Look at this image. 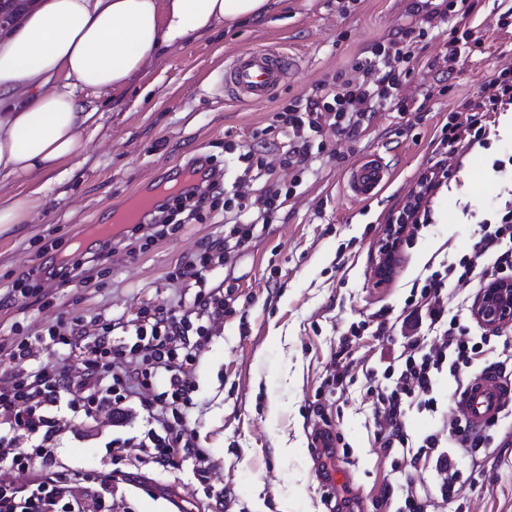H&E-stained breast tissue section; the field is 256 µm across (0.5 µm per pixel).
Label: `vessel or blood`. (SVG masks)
Here are the masks:
<instances>
[{
  "mask_svg": "<svg viewBox=\"0 0 512 512\" xmlns=\"http://www.w3.org/2000/svg\"><path fill=\"white\" fill-rule=\"evenodd\" d=\"M291 65L290 56L269 48L242 50L224 68V92L240 103L269 99L287 78ZM388 179L383 161L368 157L350 169L347 189L353 200L367 201L378 195ZM511 405L512 381L495 371L478 375L455 401L456 409L476 429Z\"/></svg>",
  "mask_w": 512,
  "mask_h": 512,
  "instance_id": "b4317fda",
  "label": "vessel or blood"
}]
</instances>
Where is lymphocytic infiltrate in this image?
I'll return each mask as SVG.
<instances>
[{"instance_id": "1", "label": "lymphocytic infiltrate", "mask_w": 512, "mask_h": 512, "mask_svg": "<svg viewBox=\"0 0 512 512\" xmlns=\"http://www.w3.org/2000/svg\"><path fill=\"white\" fill-rule=\"evenodd\" d=\"M455 7L453 0H410L407 23L387 42L372 45L367 58L354 62L361 79L333 83L332 101L317 98L283 107L275 118L288 140L280 164L300 166L312 154V143L331 127L353 133L367 114L379 111L408 113L412 104L398 94L399 68L412 56L411 46L419 35L437 28ZM512 107V69L499 70L486 82L478 99L462 104L466 122L449 117L442 129L445 159L422 172L418 188L392 216L395 224L427 222L428 200L443 179L455 170L458 151L487 147V122L491 113ZM223 181L201 182L184 187L165 198L144 215V223L167 227L184 221H202L205 211L223 204L232 227L227 236L209 241L191 254L178 271L183 281L205 285L210 268L243 247L255 225L269 223L282 205V189L271 183L251 204L226 203ZM479 239L471 252L440 262L421 283L420 297L406 315L400 330L401 352L384 372V384L369 387L373 398L374 438L387 454L409 458L411 465L428 460L437 474L441 498L455 492L462 475L460 456L475 455L489 440L487 431H474L464 417L440 413L437 389L441 379L455 387L466 385L477 373L495 369L512 371V341L496 344L489 336L474 338L469 325L449 315L439 295L448 283L477 282L479 287L503 276H512V199L495 211L480 215ZM226 301L210 292L204 301L187 307L157 306L136 317L110 320L101 331L89 333L83 321L51 325L52 341L68 345L72 368L51 363L31 364L33 348L19 342L10 353L14 368L0 380V464L16 469L19 480H0V512H90L84 491L54 471L52 442L62 426L55 411L68 409L93 416L107 411L112 422H122L128 400H139L148 414V429L142 450L157 463L190 458L205 464L207 456L195 443L188 418L194 407L189 362L202 349L201 338L224 316ZM123 342L113 343L114 331ZM435 416L436 431L415 440L406 430L411 414Z\"/></svg>"}]
</instances>
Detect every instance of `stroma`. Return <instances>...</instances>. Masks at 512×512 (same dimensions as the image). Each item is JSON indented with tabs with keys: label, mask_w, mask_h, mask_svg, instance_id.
Wrapping results in <instances>:
<instances>
[{
	"label": "stroma",
	"mask_w": 512,
	"mask_h": 512,
	"mask_svg": "<svg viewBox=\"0 0 512 512\" xmlns=\"http://www.w3.org/2000/svg\"><path fill=\"white\" fill-rule=\"evenodd\" d=\"M409 0H354L340 13L336 0H275L258 22L217 27L134 78L128 91L110 100L92 93L80 98L102 117L85 134L82 155L70 173H50L0 189V200H38L36 219L0 234V293L30 268L75 258L93 225L124 211L143 181L174 174L194 157L221 162L226 185L246 199L260 194L261 182L241 181L238 160L265 131L275 163L286 144L274 129L278 108L313 95L318 85L348 71L372 43L404 22ZM468 19L483 37L482 52L462 54L443 95L426 96L443 57L451 27L425 48L402 88L416 100L411 117L373 113L362 129L346 137L326 131V149L309 172L278 168L292 192L273 223L257 225L254 236L216 268L211 279L224 286L229 310L206 336L191 373L196 408L190 426L208 462L166 466L137 448L113 450V441L142 437L147 413L137 410L124 427L105 415L84 419L61 410L67 423L55 442L56 471L70 477L74 466L88 475V494L99 480L112 481V512H383L377 505L385 482L396 493L435 494L432 464L393 470L373 438L369 372L383 373L382 355L399 354L401 339L361 336L348 349L339 340L351 325L375 323L379 314L399 317L415 279L430 265L469 251L478 239L472 211L504 202L512 176L495 174L494 159L512 156V112L490 125L489 148L465 150L458 172L429 199V217L410 243L401 245L392 277L378 284V243L390 217L414 188L419 172L443 157L441 130L451 111L475 98L491 74L512 66V27L499 29V0H474ZM270 46L290 55L295 67L267 102L241 105L218 87L219 73L239 51ZM376 154L392 177L377 197L353 201L346 192L349 169ZM224 211L204 223L186 224L149 247L126 237L86 281L56 282L15 303L0 305V372L11 368L15 341L36 336L56 321L80 317H136L144 308L168 303L169 279L202 243L222 236ZM349 366L353 380L337 390V368ZM338 433L334 464L346 481L327 485L315 427ZM296 445L285 455L284 446ZM465 480L435 512H512V426L492 430L488 447L458 461Z\"/></svg>",
	"instance_id": "stroma-1"
}]
</instances>
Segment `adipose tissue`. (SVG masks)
Instances as JSON below:
<instances>
[{"mask_svg":"<svg viewBox=\"0 0 512 512\" xmlns=\"http://www.w3.org/2000/svg\"><path fill=\"white\" fill-rule=\"evenodd\" d=\"M273 0H35L0 31V185L78 156L100 117L78 94L117 97L166 51L218 25L263 19Z\"/></svg>","mask_w":512,"mask_h":512,"instance_id":"ef3b65f1","label":"adipose tissue"}]
</instances>
